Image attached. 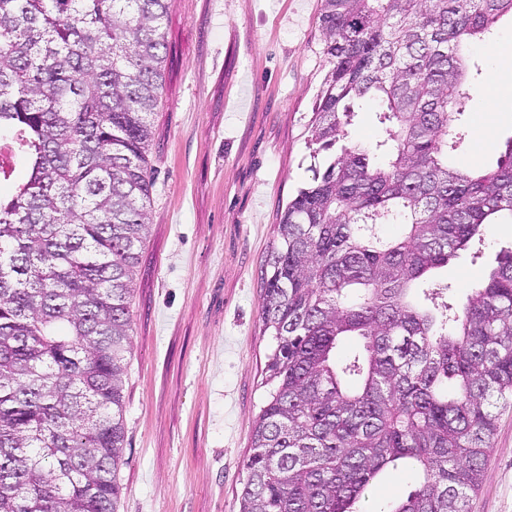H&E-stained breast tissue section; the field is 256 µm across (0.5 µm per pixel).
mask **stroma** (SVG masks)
<instances>
[{"instance_id": "stroma-1", "label": "stroma", "mask_w": 512, "mask_h": 512, "mask_svg": "<svg viewBox=\"0 0 512 512\" xmlns=\"http://www.w3.org/2000/svg\"><path fill=\"white\" fill-rule=\"evenodd\" d=\"M321 0H169L163 89L150 116V226L131 301L118 512H239L255 420L273 387L276 345L262 321L264 260L280 215L308 182L313 107L328 70ZM512 17L473 43L463 117L465 169L495 165L512 138V92L492 81ZM498 123L479 137L483 115ZM512 224L462 251L432 279L461 304ZM421 480L386 469L365 512ZM471 512H512V409L502 413Z\"/></svg>"}]
</instances>
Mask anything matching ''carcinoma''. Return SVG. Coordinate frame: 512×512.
Returning <instances> with one entry per match:
<instances>
[{"label": "carcinoma", "mask_w": 512, "mask_h": 512, "mask_svg": "<svg viewBox=\"0 0 512 512\" xmlns=\"http://www.w3.org/2000/svg\"><path fill=\"white\" fill-rule=\"evenodd\" d=\"M168 0H0V512H117L134 268L149 226L148 117ZM512 0H321L329 70L311 168L266 260L274 383L240 512H359L376 475L423 481L385 512H469L512 407V249L460 308L413 291L512 221L496 166L448 163L468 44ZM388 137L347 141L354 103ZM379 224H402L397 239ZM346 338L358 340L339 355Z\"/></svg>", "instance_id": "carcinoma-1"}]
</instances>
